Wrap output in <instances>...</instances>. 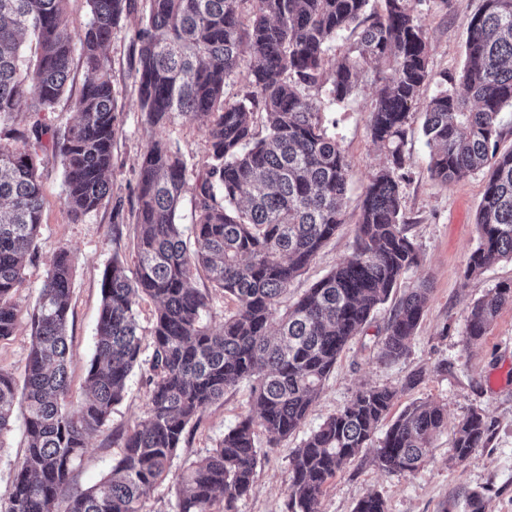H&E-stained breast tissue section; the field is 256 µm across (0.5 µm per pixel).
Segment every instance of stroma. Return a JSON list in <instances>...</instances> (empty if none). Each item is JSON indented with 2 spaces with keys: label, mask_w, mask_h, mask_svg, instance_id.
Returning <instances> with one entry per match:
<instances>
[{
  "label": "stroma",
  "mask_w": 512,
  "mask_h": 512,
  "mask_svg": "<svg viewBox=\"0 0 512 512\" xmlns=\"http://www.w3.org/2000/svg\"><path fill=\"white\" fill-rule=\"evenodd\" d=\"M144 3L145 0H132V14L114 29L107 48L119 131L112 147L111 191L103 204L82 220L72 221L64 202L59 156L39 152L36 143L28 145L29 151L39 154L44 208L36 248L28 256L14 292L19 309L17 327L13 336L0 341V370L11 374L16 382H23L33 342L31 315L38 303L45 264L53 252L67 249L75 257L67 330L73 351L69 367V399L73 402L88 394L86 373L95 350L102 273L116 258L127 271L135 269L137 173L141 158L156 135L138 108L137 46L133 36ZM480 3L481 0H421L418 4L416 14L429 48L432 72L460 70L466 24ZM379 90L380 84L373 76H362L344 104L324 109L349 164L348 189L341 202L344 222L290 284L287 301L299 298L352 253L365 188L372 175L389 164L388 149L374 142L369 132ZM437 90L433 82L421 87L411 106L401 146L405 157L402 208L420 263L402 277L393 295L398 298L423 285L430 290L410 350L394 363L378 360V347L393 309L392 303L381 305L363 331L344 347L303 430L274 448L267 445L265 437H258L260 461L254 483L249 494L237 502L236 512H283L291 451L300 444L305 431L338 411L357 391L370 387L396 391L397 400L391 410L395 416L415 402L443 406L447 426L435 439L430 458L413 472L386 473L375 462L374 448L362 449L330 481L320 512H355L359 500L369 493L381 496L387 512H471L469 499L475 493L482 496L485 512H512V379L496 386L490 383L503 370L512 369V307L500 311L481 341L467 342L464 335L472 304L496 285L512 283V262L494 264L478 276L465 274L467 257L477 244L476 214L485 178L479 172L448 183L432 177L422 123L425 105ZM164 135L179 147L188 167L201 166L208 152L204 127L180 119L168 126ZM417 370L422 373L420 382L407 387L408 375ZM147 400L144 372L134 370L106 430L88 440L75 472V489L95 485L111 470L120 454L112 441L113 433L136 429L144 417ZM473 411L487 421L488 439L464 460L450 459L453 431ZM251 413L249 384L227 390L195 425L189 442L173 460L172 472H180L191 460L206 455L228 428ZM25 437V417L15 413L10 431L0 438L1 492L15 479L25 452Z\"/></svg>",
  "instance_id": "35a3bbf8"
}]
</instances>
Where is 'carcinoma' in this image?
I'll use <instances>...</instances> for the list:
<instances>
[{"mask_svg": "<svg viewBox=\"0 0 512 512\" xmlns=\"http://www.w3.org/2000/svg\"><path fill=\"white\" fill-rule=\"evenodd\" d=\"M66 2L0 0V120L51 111L79 54L88 78L71 99L76 123L62 134L38 120L12 130L14 141L25 145L33 138L60 155L65 205L78 221L110 193L117 126L105 48L131 3L87 0L89 20L74 27ZM239 2L147 0L135 31L139 111L159 130L179 117L203 126L207 160L197 171L188 169L163 136L144 153L136 183V271L128 276L116 260L104 270L86 375L90 396L75 405L67 401L73 256L60 249L49 258L32 315L23 391L0 371V437L16 406L27 412L26 449L12 487L0 495V512H142L169 475L187 427L244 382L268 445H278L301 428L347 343L419 263L396 175L415 95L434 79L414 0H384L381 13L370 0H250L246 29ZM349 29L359 31L355 54L330 59L331 43ZM27 35L37 45L32 64L21 52ZM243 71L248 91L231 101L224 96L226 81ZM367 72L381 82L371 137L388 146L392 167L375 173L366 187L351 257L286 305L290 283L343 223L340 200L349 180V164L312 92L343 102ZM438 84L423 124L432 175L448 182L486 172L478 244L466 262L472 275L512 261V149H498L503 111L512 109V0H481L467 21L460 73L442 74ZM258 106L265 113L261 138L254 128ZM38 164L37 154L0 143V341L15 332L14 289L42 220ZM188 190L194 199L191 248L178 223ZM199 270L235 304L217 329L203 321L209 293L190 286ZM147 298L158 308L152 352L144 360L137 311ZM427 301L426 288L399 301L379 359L394 362L407 353ZM507 305L512 283L480 298L466 319L468 340H481ZM144 363L148 402L141 427L121 437V454L106 477L72 491L89 437L107 427L129 375ZM394 398L388 388L360 390L306 435L289 457L286 512H319L328 481L372 443ZM445 423L439 405L406 408L379 440L378 466L388 473L416 470ZM488 432L484 416L469 413L454 433L452 457L466 458ZM258 463L253 420L246 417L175 476L176 512H235ZM355 512H385V502L369 494Z\"/></svg>", "mask_w": 512, "mask_h": 512, "instance_id": "carcinoma-1", "label": "carcinoma"}]
</instances>
